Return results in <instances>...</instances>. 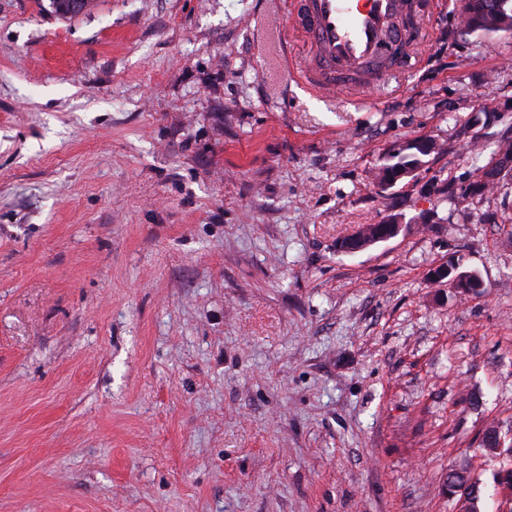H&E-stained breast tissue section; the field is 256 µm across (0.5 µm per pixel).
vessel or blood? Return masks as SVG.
<instances>
[{
	"label": "vessel or blood",
	"instance_id": "b4317fda",
	"mask_svg": "<svg viewBox=\"0 0 512 512\" xmlns=\"http://www.w3.org/2000/svg\"><path fill=\"white\" fill-rule=\"evenodd\" d=\"M286 11L308 46L288 75L326 96H359L404 70L402 44L423 33L421 0H287Z\"/></svg>",
	"mask_w": 512,
	"mask_h": 512
}]
</instances>
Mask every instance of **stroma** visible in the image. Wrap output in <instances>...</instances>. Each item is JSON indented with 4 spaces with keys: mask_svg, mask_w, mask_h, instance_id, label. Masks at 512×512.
<instances>
[{
    "mask_svg": "<svg viewBox=\"0 0 512 512\" xmlns=\"http://www.w3.org/2000/svg\"><path fill=\"white\" fill-rule=\"evenodd\" d=\"M284 11L0 0V512H459L458 465L512 512V188L448 200L512 136V34L436 0L325 100ZM454 255L486 294L433 284ZM427 155V152L420 150L419 148L412 146H400L394 145L391 149H389L384 157L383 164L379 169L377 179L381 178L383 174H398L392 179L378 181V186L382 190H388L391 186H393L398 180L403 177H408L413 175L417 170L405 171L410 168H420L423 160L422 157ZM404 171V172H403ZM392 224L396 223L369 224L365 226V228H363L356 236L346 238L345 240L341 241V243L339 244V249L345 251H352V249H356L360 246V244L362 243V239H370L388 235L392 231ZM361 249L362 248H358L355 251Z\"/></svg>",
    "mask_w": 512,
    "mask_h": 512,
    "instance_id": "obj_1",
    "label": "stroma"
}]
</instances>
